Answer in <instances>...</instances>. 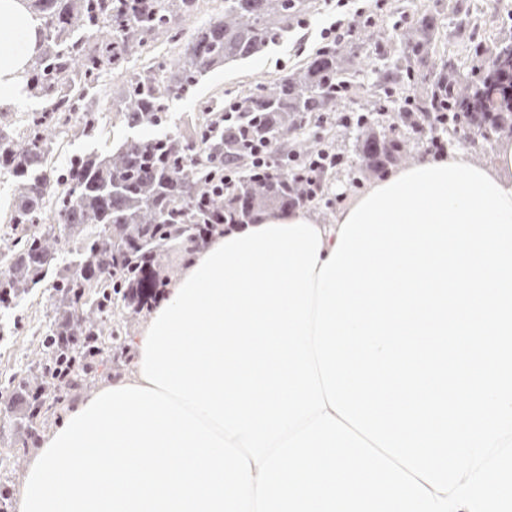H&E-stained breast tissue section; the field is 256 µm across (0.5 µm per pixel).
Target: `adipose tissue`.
Instances as JSON below:
<instances>
[{
    "instance_id": "1",
    "label": "adipose tissue",
    "mask_w": 512,
    "mask_h": 512,
    "mask_svg": "<svg viewBox=\"0 0 512 512\" xmlns=\"http://www.w3.org/2000/svg\"><path fill=\"white\" fill-rule=\"evenodd\" d=\"M0 16L8 26L0 28V104L18 94L21 75L33 57L38 41L36 26L21 0H0Z\"/></svg>"
}]
</instances>
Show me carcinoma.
I'll use <instances>...</instances> for the list:
<instances>
[{
	"label": "carcinoma",
	"mask_w": 512,
	"mask_h": 512,
	"mask_svg": "<svg viewBox=\"0 0 512 512\" xmlns=\"http://www.w3.org/2000/svg\"><path fill=\"white\" fill-rule=\"evenodd\" d=\"M38 48L23 93L42 102L18 124L0 108V175L15 189L8 223L21 227L1 240L0 307L37 288L49 291L46 323L31 367L18 384L28 435L38 434L60 403L47 367L74 374L88 387L96 358L109 349L125 357L123 323L151 306L168 285L171 253L187 259L216 232L247 224L269 210L320 208L288 167L300 156L336 151L326 186L342 178L384 176L415 157L419 146L454 144L460 133L512 137V41L474 47L473 80H459L455 63L437 54V18L426 14L379 32L365 54L376 80L367 96L350 77L364 71L351 41H325L306 63L273 82H258L229 102L199 106L205 123L165 132L170 103L194 95L225 65L268 52L318 11L316 0H224L218 17L189 31L201 0H27ZM169 46L166 54L157 44ZM138 57L141 67L127 62ZM120 77L108 93L104 74ZM412 100L402 112L388 99ZM353 105L350 121L336 118ZM135 134L104 153L48 164L58 133L97 139L106 112ZM335 119L319 132L318 118ZM265 145L269 165L253 164L250 148ZM236 170L224 182V167Z\"/></svg>",
	"instance_id": "1"
}]
</instances>
